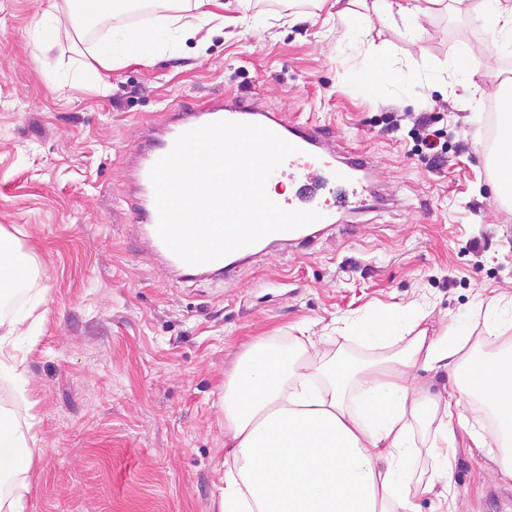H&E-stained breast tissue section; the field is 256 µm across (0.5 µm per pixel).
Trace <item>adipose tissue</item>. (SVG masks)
<instances>
[{"mask_svg": "<svg viewBox=\"0 0 512 512\" xmlns=\"http://www.w3.org/2000/svg\"><path fill=\"white\" fill-rule=\"evenodd\" d=\"M209 0H162L179 37L214 21ZM446 0H334L336 14L353 25L399 14L408 23ZM161 49L148 27L110 31L89 51L88 74L107 90L103 71L127 59L151 62ZM31 265L0 229V300L28 287ZM484 325L498 341L491 351L468 350L471 329L461 317L440 334L422 327L405 308L367 317L364 336L399 352L370 360L332 355L318 360L309 337L278 346L250 344L224 378V485L218 512H415L410 462L417 425L433 428L428 445L431 474L422 486L433 492L448 482V451L463 425L462 399L490 411L495 427L474 435L477 447L499 450L497 464L512 476V304L490 298ZM454 365L460 379L434 393L410 385L414 369ZM34 451L26 433L0 416V476L29 470Z\"/></svg>", "mask_w": 512, "mask_h": 512, "instance_id": "ef3b65f1", "label": "adipose tissue"}]
</instances>
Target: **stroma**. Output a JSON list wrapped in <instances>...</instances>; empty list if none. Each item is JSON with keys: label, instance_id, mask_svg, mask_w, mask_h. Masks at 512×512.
Wrapping results in <instances>:
<instances>
[{"label": "stroma", "instance_id": "35a3bbf8", "mask_svg": "<svg viewBox=\"0 0 512 512\" xmlns=\"http://www.w3.org/2000/svg\"><path fill=\"white\" fill-rule=\"evenodd\" d=\"M332 2L251 0L242 19L214 4L223 28L191 40L150 19L162 50L113 66L103 95L73 78L84 43L62 40L35 64L48 0H0V227L36 272L12 302L35 328L19 342L24 379H0V411L37 439L23 512H214L224 376L256 337L285 344L302 330L317 352L367 360L387 348L358 324L405 307L437 333L471 316L483 346L480 302L512 298V204L484 134L486 90L512 83V52L480 0L363 33ZM370 50L402 80H368ZM474 56L495 68L467 91L455 64ZM412 59L424 70L409 77ZM225 92L317 121L338 152L371 160L379 196L339 212L311 250L273 246L226 279L176 285L128 241L124 158L168 110ZM433 110L448 158L430 170L408 132ZM385 112L397 136L380 130ZM461 411L448 498L416 494L418 512H512V479L471 439L487 420L474 402Z\"/></svg>", "mask_w": 512, "mask_h": 512}]
</instances>
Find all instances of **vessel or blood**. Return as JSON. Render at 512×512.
I'll use <instances>...</instances> for the list:
<instances>
[{
    "label": "vessel or blood",
    "mask_w": 512,
    "mask_h": 512,
    "mask_svg": "<svg viewBox=\"0 0 512 512\" xmlns=\"http://www.w3.org/2000/svg\"><path fill=\"white\" fill-rule=\"evenodd\" d=\"M231 121L257 123L266 126L282 138L298 146L297 154L289 156L285 164L304 168L309 155L320 150L334 154L333 140L316 122H297L278 112H270L257 102L242 94H216L201 102L187 104L164 114L155 133L145 138L136 153L130 158L127 169L130 174L128 189L123 196V210L132 237L142 252L159 260L172 280L189 282L210 271L228 276L236 271L243 261L253 259L262 248L271 245L297 246L307 249L313 246L314 236L308 228L276 232L261 242L238 249L226 257L209 263L190 265L175 255L160 239L156 227L158 212L154 189L149 173L154 163L169 153L176 139L191 129L216 122ZM369 166L360 159L341 161L332 167L325 183L326 196H298L281 198L280 204L287 209L315 210L321 215V223L333 226L336 222V191L346 184H355V195L359 202H366L373 191Z\"/></svg>",
    "instance_id": "1"
}]
</instances>
